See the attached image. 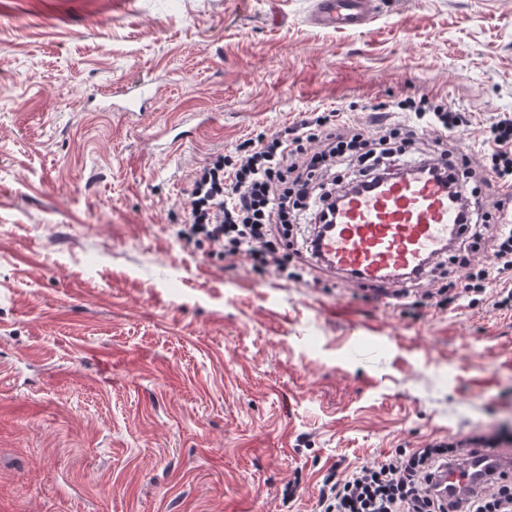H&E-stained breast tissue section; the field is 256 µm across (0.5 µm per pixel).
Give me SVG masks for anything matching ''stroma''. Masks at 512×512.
Instances as JSON below:
<instances>
[{"label": "stroma", "instance_id": "1", "mask_svg": "<svg viewBox=\"0 0 512 512\" xmlns=\"http://www.w3.org/2000/svg\"><path fill=\"white\" fill-rule=\"evenodd\" d=\"M0 0V512H317L334 471L512 430V310L422 316L184 245L195 171L311 112L512 115V0ZM150 78L146 111L115 86ZM374 0H317L308 23L319 29L363 30L373 14Z\"/></svg>", "mask_w": 512, "mask_h": 512}]
</instances>
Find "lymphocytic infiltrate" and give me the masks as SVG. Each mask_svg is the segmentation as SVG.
I'll use <instances>...</instances> for the list:
<instances>
[{"label":"lymphocytic infiltrate","instance_id":"obj_1","mask_svg":"<svg viewBox=\"0 0 512 512\" xmlns=\"http://www.w3.org/2000/svg\"><path fill=\"white\" fill-rule=\"evenodd\" d=\"M401 114L388 123L363 128L340 114L316 113L286 127L274 137L253 142L237 159L217 157L200 168L184 201L182 239L207 246L210 253L248 259L260 273L288 277V258H315V239H295V225L332 223L336 200L345 182L327 181L336 165L354 158L363 162L361 184L378 179L377 166L390 156H403L420 133L434 135V157L447 161L454 195L467 209L462 237L471 251L489 252V264L469 267L463 286L437 283L416 291L394 290L422 312L444 311L469 294L486 293L492 274H512V227L485 229L502 218L501 200L479 199L472 180L486 186L512 187V117L492 123L483 141V163L458 169L450 143L469 123L467 113L450 107L427 108L425 102H400ZM318 140L319 150L306 144ZM512 441L499 431L457 443L444 441L397 452L381 462L330 476L319 500L320 512H448V499L435 475L449 464H465L471 446ZM457 512H512V476L484 486L457 504Z\"/></svg>","mask_w":512,"mask_h":512}]
</instances>
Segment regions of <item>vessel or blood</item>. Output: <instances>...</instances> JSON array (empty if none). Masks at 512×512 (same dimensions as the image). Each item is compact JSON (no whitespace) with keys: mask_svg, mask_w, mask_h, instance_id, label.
I'll return each instance as SVG.
<instances>
[{"mask_svg":"<svg viewBox=\"0 0 512 512\" xmlns=\"http://www.w3.org/2000/svg\"><path fill=\"white\" fill-rule=\"evenodd\" d=\"M374 0H316L308 17L319 29L362 30ZM463 229V210L444 174L410 163L400 177H382L370 188L343 194L332 224L318 240L327 270L366 283L404 286L421 277ZM512 463V448H478L466 469L451 465L439 481L449 501L481 490L491 470Z\"/></svg>","mask_w":512,"mask_h":512,"instance_id":"1","label":"vessel or blood"}]
</instances>
